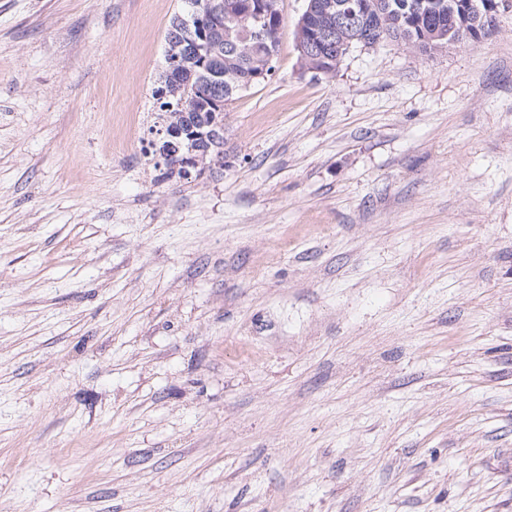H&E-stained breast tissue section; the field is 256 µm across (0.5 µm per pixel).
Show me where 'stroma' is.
<instances>
[{"instance_id": "obj_1", "label": "stroma", "mask_w": 512, "mask_h": 512, "mask_svg": "<svg viewBox=\"0 0 512 512\" xmlns=\"http://www.w3.org/2000/svg\"><path fill=\"white\" fill-rule=\"evenodd\" d=\"M144 154L182 0H0V512H512V0Z\"/></svg>"}]
</instances>
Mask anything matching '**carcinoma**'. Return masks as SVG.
I'll return each mask as SVG.
<instances>
[{"mask_svg":"<svg viewBox=\"0 0 512 512\" xmlns=\"http://www.w3.org/2000/svg\"><path fill=\"white\" fill-rule=\"evenodd\" d=\"M365 45L401 40L423 53L437 45L474 46L487 36L482 22L457 17L448 32V0H366ZM216 0H184L165 36V67L152 90L164 130L151 153L186 177L213 171L224 159V111L243 90L269 76L277 55L282 14L262 17L263 37L234 19L224 20V38L213 39L209 20Z\"/></svg>","mask_w":512,"mask_h":512,"instance_id":"cac0c4a2","label":"carcinoma"}]
</instances>
